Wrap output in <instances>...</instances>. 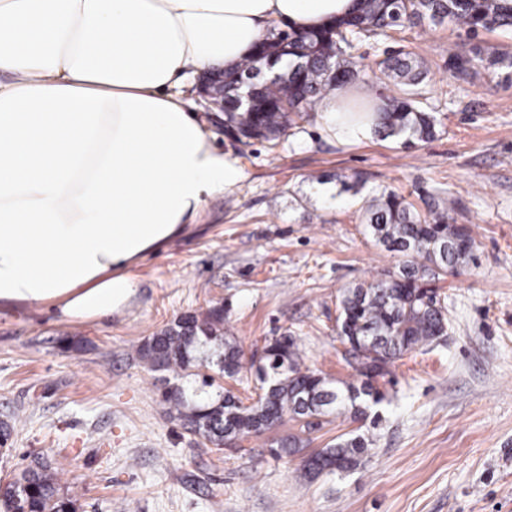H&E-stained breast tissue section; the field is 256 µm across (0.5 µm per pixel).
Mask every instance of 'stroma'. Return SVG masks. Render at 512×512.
Returning <instances> with one entry per match:
<instances>
[{
  "label": "stroma",
  "mask_w": 512,
  "mask_h": 512,
  "mask_svg": "<svg viewBox=\"0 0 512 512\" xmlns=\"http://www.w3.org/2000/svg\"><path fill=\"white\" fill-rule=\"evenodd\" d=\"M475 46L512 53V32L470 39L447 22L355 42L361 65L399 49L424 60L436 134L412 147L378 134L346 143L315 116L277 142L242 143L188 91L213 146L244 177L136 263L139 296L124 313L67 323L0 305V421L15 424L0 482L44 455L77 512H512V85L501 70L448 72L449 50ZM381 189L420 211L448 191L450 223L477 242L435 283L446 335L403 354L388 400H363L361 416L335 411L306 433L287 418L235 448L203 443L168 414L162 375L139 360V345L219 303L225 335L246 355L288 335L310 368L353 381L338 297L400 262L365 231V207ZM296 433L306 455L342 435L370 445L352 471L300 477L299 459L269 451L270 439Z\"/></svg>",
  "instance_id": "35a3bbf8"
}]
</instances>
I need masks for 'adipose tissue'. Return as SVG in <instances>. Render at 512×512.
<instances>
[{"mask_svg": "<svg viewBox=\"0 0 512 512\" xmlns=\"http://www.w3.org/2000/svg\"><path fill=\"white\" fill-rule=\"evenodd\" d=\"M358 0H0V303L82 321L129 308V267L243 172L180 89L249 56L272 24L342 19ZM337 137L375 119L318 105Z\"/></svg>", "mask_w": 512, "mask_h": 512, "instance_id": "ef3b65f1", "label": "adipose tissue"}]
</instances>
